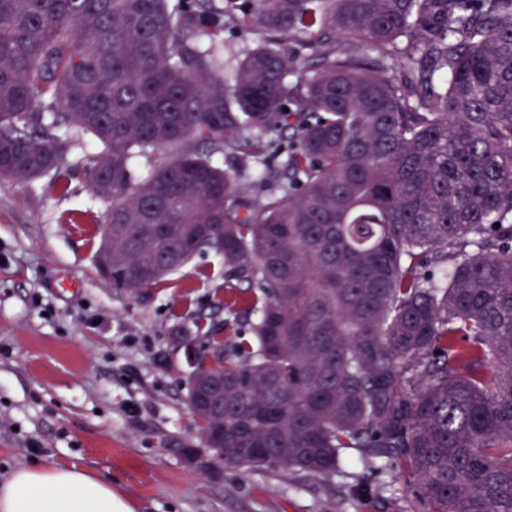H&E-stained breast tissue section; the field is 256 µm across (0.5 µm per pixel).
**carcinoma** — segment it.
I'll return each mask as SVG.
<instances>
[{"mask_svg":"<svg viewBox=\"0 0 512 512\" xmlns=\"http://www.w3.org/2000/svg\"><path fill=\"white\" fill-rule=\"evenodd\" d=\"M230 25L262 38L227 84ZM76 133L112 286L212 252L255 317L230 346L194 322L224 388L188 407L224 465L329 480L355 449L360 491L396 473L418 512H512V0H0V187ZM172 154V150H162L155 152L151 157L138 156L130 163L132 174L137 181L146 179L152 166L159 160L165 159Z\"/></svg>","mask_w":512,"mask_h":512,"instance_id":"obj_1","label":"carcinoma"}]
</instances>
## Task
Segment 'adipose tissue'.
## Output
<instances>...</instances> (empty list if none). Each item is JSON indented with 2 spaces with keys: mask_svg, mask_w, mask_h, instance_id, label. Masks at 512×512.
Here are the masks:
<instances>
[{
  "mask_svg": "<svg viewBox=\"0 0 512 512\" xmlns=\"http://www.w3.org/2000/svg\"><path fill=\"white\" fill-rule=\"evenodd\" d=\"M0 512H135L110 481L80 467L24 466L0 482Z\"/></svg>",
  "mask_w": 512,
  "mask_h": 512,
  "instance_id": "1",
  "label": "adipose tissue"
}]
</instances>
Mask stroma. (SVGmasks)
Wrapping results in <instances>:
<instances>
[{"label": "stroma", "instance_id": "obj_1", "mask_svg": "<svg viewBox=\"0 0 512 512\" xmlns=\"http://www.w3.org/2000/svg\"><path fill=\"white\" fill-rule=\"evenodd\" d=\"M100 153L77 139L59 171L0 188V480L34 463L81 465L136 512H414L399 478L379 496L353 477L195 467L189 369L171 337L196 317L223 336L249 326L224 309V265L195 257L136 293L99 277L104 206L86 170Z\"/></svg>", "mask_w": 512, "mask_h": 512}]
</instances>
